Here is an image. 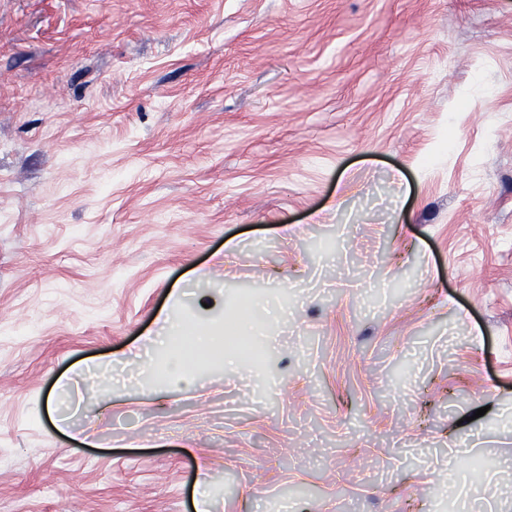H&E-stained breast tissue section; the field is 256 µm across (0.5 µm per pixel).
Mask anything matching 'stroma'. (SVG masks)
<instances>
[{"mask_svg":"<svg viewBox=\"0 0 512 512\" xmlns=\"http://www.w3.org/2000/svg\"><path fill=\"white\" fill-rule=\"evenodd\" d=\"M202 498L512 512V0H0V512ZM161 322L162 332L147 342L163 355L164 377L177 383L192 381L215 350L224 351L225 364L245 359L251 340L264 331L248 300L241 306L236 336H224V331L186 321L172 311L164 313Z\"/></svg>","mask_w":512,"mask_h":512,"instance_id":"obj_1","label":"stroma"}]
</instances>
